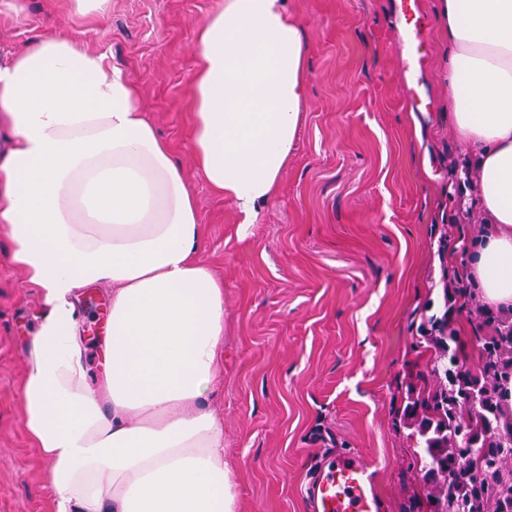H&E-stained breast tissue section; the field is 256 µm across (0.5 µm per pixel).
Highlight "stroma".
<instances>
[{
    "label": "stroma",
    "instance_id": "1",
    "mask_svg": "<svg viewBox=\"0 0 512 512\" xmlns=\"http://www.w3.org/2000/svg\"><path fill=\"white\" fill-rule=\"evenodd\" d=\"M428 54L398 30L400 0H286L309 44L303 120L273 200L246 222L198 178L188 150L195 29L219 0H112L105 24L68 0H17L0 18V66L50 30L107 52L142 95L198 203L201 257L224 283V419L238 512H313L305 489L336 453L377 470L382 512H423L427 482L402 419L413 375L434 357L426 308L447 313L478 361L481 315L445 308L443 278L469 276L486 228L476 158L448 110L440 0H418ZM0 234V512H49L46 465L23 425L27 336L45 315ZM101 288L76 297L87 347L103 336Z\"/></svg>",
    "mask_w": 512,
    "mask_h": 512
}]
</instances>
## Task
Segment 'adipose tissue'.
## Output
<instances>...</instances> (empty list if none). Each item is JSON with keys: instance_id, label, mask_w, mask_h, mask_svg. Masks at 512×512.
I'll return each instance as SVG.
<instances>
[{"instance_id": "adipose-tissue-1", "label": "adipose tissue", "mask_w": 512, "mask_h": 512, "mask_svg": "<svg viewBox=\"0 0 512 512\" xmlns=\"http://www.w3.org/2000/svg\"><path fill=\"white\" fill-rule=\"evenodd\" d=\"M448 94L475 152L487 218L468 266L512 310V0H441ZM188 148L245 217L270 200L301 124L309 47L284 0H224L193 37ZM14 142L0 159V233L40 290L21 385L52 512H236L224 420V285L200 256L197 202L140 92L109 55L45 34L0 67ZM111 309L88 381L79 289Z\"/></svg>"}]
</instances>
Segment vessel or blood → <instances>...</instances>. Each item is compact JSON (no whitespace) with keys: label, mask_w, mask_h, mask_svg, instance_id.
<instances>
[{"label":"vessel or blood","mask_w":512,"mask_h":512,"mask_svg":"<svg viewBox=\"0 0 512 512\" xmlns=\"http://www.w3.org/2000/svg\"><path fill=\"white\" fill-rule=\"evenodd\" d=\"M417 0H401V24L410 42H423ZM317 512H380L373 470L360 456H337L308 486Z\"/></svg>","instance_id":"obj_1"}]
</instances>
